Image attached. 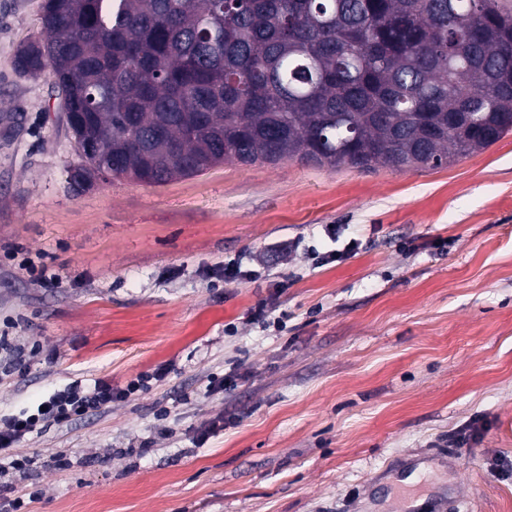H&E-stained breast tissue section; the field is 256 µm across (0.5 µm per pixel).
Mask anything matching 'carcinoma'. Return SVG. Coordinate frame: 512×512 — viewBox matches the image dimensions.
<instances>
[{"mask_svg":"<svg viewBox=\"0 0 512 512\" xmlns=\"http://www.w3.org/2000/svg\"><path fill=\"white\" fill-rule=\"evenodd\" d=\"M78 166L162 183L226 161L436 168L512 132L509 0H44Z\"/></svg>","mask_w":512,"mask_h":512,"instance_id":"obj_1","label":"carcinoma"}]
</instances>
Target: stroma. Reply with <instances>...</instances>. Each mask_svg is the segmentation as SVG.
Masks as SVG:
<instances>
[{
  "label": "stroma",
  "mask_w": 512,
  "mask_h": 512,
  "mask_svg": "<svg viewBox=\"0 0 512 512\" xmlns=\"http://www.w3.org/2000/svg\"><path fill=\"white\" fill-rule=\"evenodd\" d=\"M43 0H0V420L72 384L148 389L0 455L27 512H512V133L434 169L221 164L79 189ZM341 236L330 240L327 225ZM359 247L325 265L313 252ZM414 242L416 251L404 250ZM42 258V287L11 261ZM249 270L231 284L204 269ZM275 298L283 330L247 312ZM24 370H9L11 350ZM236 369L237 387L208 392ZM223 431L196 445L201 427ZM478 422L482 437L448 434Z\"/></svg>",
  "instance_id": "stroma-1"
}]
</instances>
